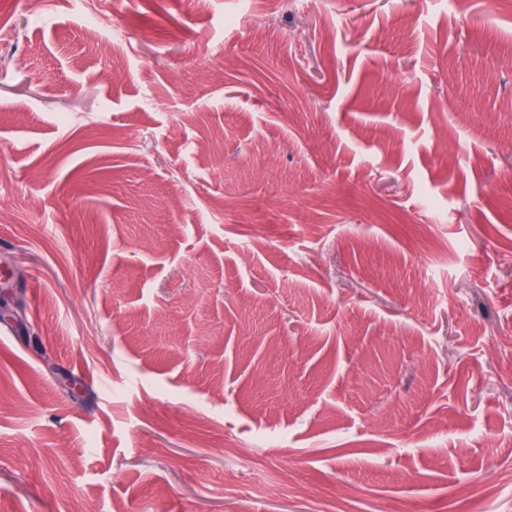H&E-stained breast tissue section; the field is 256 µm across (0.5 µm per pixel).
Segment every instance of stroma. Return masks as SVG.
<instances>
[{"mask_svg": "<svg viewBox=\"0 0 512 512\" xmlns=\"http://www.w3.org/2000/svg\"><path fill=\"white\" fill-rule=\"evenodd\" d=\"M499 2L0 0V512H512Z\"/></svg>", "mask_w": 512, "mask_h": 512, "instance_id": "35a3bbf8", "label": "stroma"}]
</instances>
